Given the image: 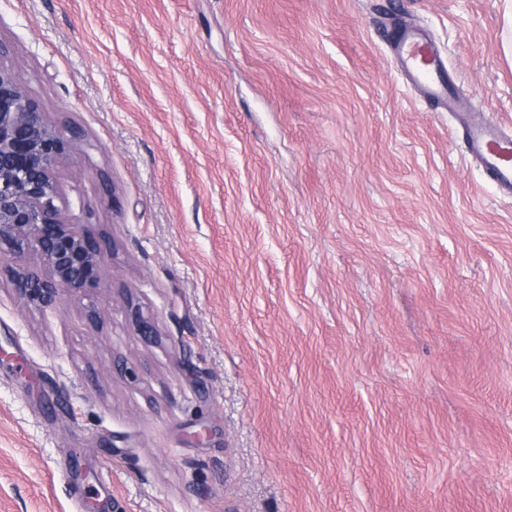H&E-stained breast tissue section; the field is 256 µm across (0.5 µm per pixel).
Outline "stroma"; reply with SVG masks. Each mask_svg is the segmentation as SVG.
Returning <instances> with one entry per match:
<instances>
[{
  "mask_svg": "<svg viewBox=\"0 0 512 512\" xmlns=\"http://www.w3.org/2000/svg\"><path fill=\"white\" fill-rule=\"evenodd\" d=\"M505 10L0 0L107 242L90 301L0 274V512H512V197L463 152L512 129ZM399 22L467 109L403 81Z\"/></svg>",
  "mask_w": 512,
  "mask_h": 512,
  "instance_id": "1",
  "label": "stroma"
}]
</instances>
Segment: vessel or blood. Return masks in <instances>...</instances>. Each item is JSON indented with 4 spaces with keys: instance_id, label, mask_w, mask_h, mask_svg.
<instances>
[{
    "instance_id": "b4317fda",
    "label": "vessel or blood",
    "mask_w": 512,
    "mask_h": 512,
    "mask_svg": "<svg viewBox=\"0 0 512 512\" xmlns=\"http://www.w3.org/2000/svg\"><path fill=\"white\" fill-rule=\"evenodd\" d=\"M389 46L402 73L424 101L453 112L464 108V99L449 82L447 61L427 34L405 23ZM463 143L467 157L480 166L498 190L511 193L512 133L492 122H476L465 128Z\"/></svg>"
}]
</instances>
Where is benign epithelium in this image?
Segmentation results:
<instances>
[{
  "label": "benign epithelium",
  "instance_id": "benign-epithelium-1",
  "mask_svg": "<svg viewBox=\"0 0 512 512\" xmlns=\"http://www.w3.org/2000/svg\"><path fill=\"white\" fill-rule=\"evenodd\" d=\"M78 139L49 123L0 67V268L30 309H52L65 294L91 298L105 287L100 239L69 223L59 206L58 160L75 153ZM28 253L36 265L25 262Z\"/></svg>",
  "mask_w": 512,
  "mask_h": 512
}]
</instances>
